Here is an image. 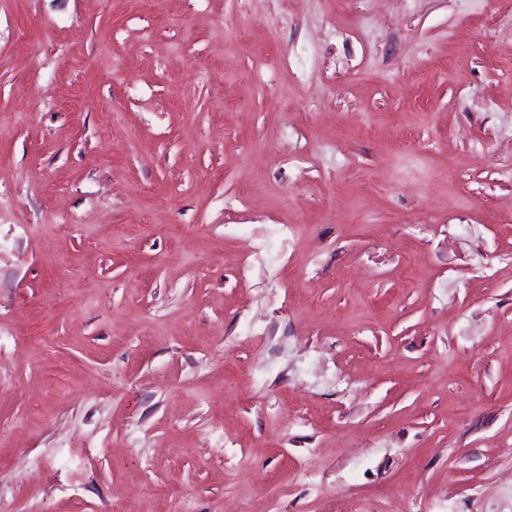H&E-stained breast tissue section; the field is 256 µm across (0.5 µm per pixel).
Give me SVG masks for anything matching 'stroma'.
<instances>
[{
    "label": "stroma",
    "instance_id": "1",
    "mask_svg": "<svg viewBox=\"0 0 512 512\" xmlns=\"http://www.w3.org/2000/svg\"><path fill=\"white\" fill-rule=\"evenodd\" d=\"M511 166L512 0H0V499L512 512Z\"/></svg>",
    "mask_w": 512,
    "mask_h": 512
}]
</instances>
